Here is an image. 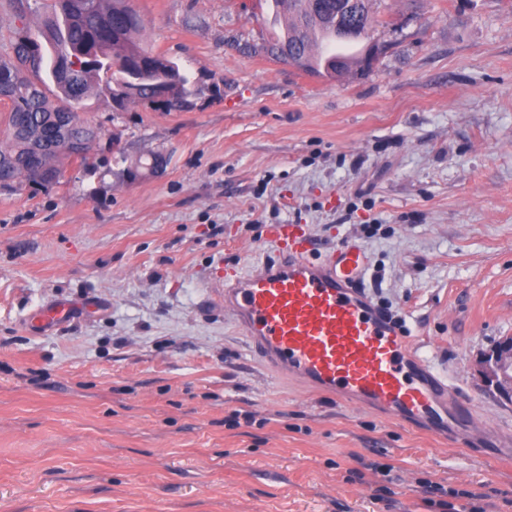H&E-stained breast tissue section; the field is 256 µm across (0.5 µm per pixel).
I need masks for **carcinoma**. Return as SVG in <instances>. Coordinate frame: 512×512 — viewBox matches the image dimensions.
I'll list each match as a JSON object with an SVG mask.
<instances>
[{
	"mask_svg": "<svg viewBox=\"0 0 512 512\" xmlns=\"http://www.w3.org/2000/svg\"><path fill=\"white\" fill-rule=\"evenodd\" d=\"M272 10V21L284 20L281 33L268 41L265 52L275 61H294L300 71L326 78L341 77L362 58L334 50H314L317 36H338V0H259ZM371 0H358L351 21L372 29ZM9 37L0 40V105L5 109L8 139L0 143V180L38 185L33 165L58 166L70 155L41 158L31 151L25 130L67 120L78 132L91 128L77 121L76 112L95 85H103L117 111L135 101L152 103L158 94L167 97L168 112L186 110L196 95L197 81L179 65L141 47L133 34L141 17L128 0H48L43 28L33 34L28 26L29 0H9ZM50 58H45L44 48ZM57 87L61 104L49 101L43 72Z\"/></svg>",
	"mask_w": 512,
	"mask_h": 512,
	"instance_id": "cac0c4a2",
	"label": "carcinoma"
}]
</instances>
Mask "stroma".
Masks as SVG:
<instances>
[{"label": "stroma", "mask_w": 512, "mask_h": 512, "mask_svg": "<svg viewBox=\"0 0 512 512\" xmlns=\"http://www.w3.org/2000/svg\"><path fill=\"white\" fill-rule=\"evenodd\" d=\"M134 5L199 92H91L81 119L117 138L98 172L0 190V512H512V404L474 370L512 336V0H374L355 47L379 54L339 79L269 59L256 0ZM272 224L363 247L471 425L434 436L251 351L224 272L270 255Z\"/></svg>", "instance_id": "35a3bbf8"}]
</instances>
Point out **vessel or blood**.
Instances as JSON below:
<instances>
[{
    "label": "vessel or blood",
    "instance_id": "vessel-or-blood-1",
    "mask_svg": "<svg viewBox=\"0 0 512 512\" xmlns=\"http://www.w3.org/2000/svg\"><path fill=\"white\" fill-rule=\"evenodd\" d=\"M270 236L272 255L224 278V311L256 355L325 393L425 423L437 436L447 435L449 422L471 421L469 401L408 350L402 321L367 295L368 257L357 242L317 259L299 245L295 225H276Z\"/></svg>",
    "mask_w": 512,
    "mask_h": 512
}]
</instances>
